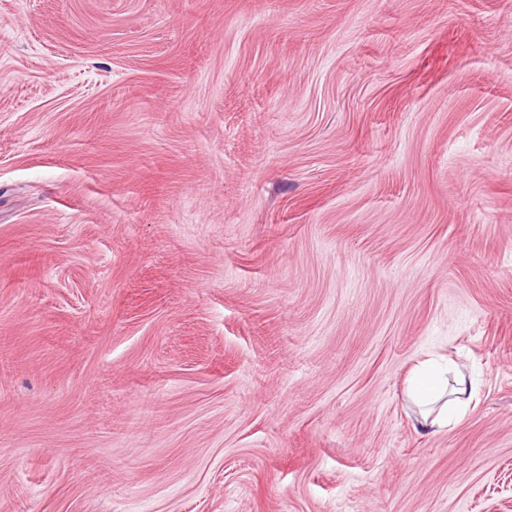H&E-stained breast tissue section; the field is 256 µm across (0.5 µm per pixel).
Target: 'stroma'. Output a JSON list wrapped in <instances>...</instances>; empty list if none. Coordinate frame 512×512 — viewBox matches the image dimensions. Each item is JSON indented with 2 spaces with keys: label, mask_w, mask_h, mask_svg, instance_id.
<instances>
[{
  "label": "stroma",
  "mask_w": 512,
  "mask_h": 512,
  "mask_svg": "<svg viewBox=\"0 0 512 512\" xmlns=\"http://www.w3.org/2000/svg\"><path fill=\"white\" fill-rule=\"evenodd\" d=\"M0 512H512V0H0ZM442 357L420 361L412 370L409 397L421 408L420 425L438 433L465 412L469 398L463 374L453 371ZM451 398H448V397Z\"/></svg>",
  "instance_id": "1"
}]
</instances>
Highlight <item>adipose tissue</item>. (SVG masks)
<instances>
[{"mask_svg":"<svg viewBox=\"0 0 512 512\" xmlns=\"http://www.w3.org/2000/svg\"><path fill=\"white\" fill-rule=\"evenodd\" d=\"M409 396L420 408L422 427L437 433L464 414L469 392L463 374L431 357L413 368Z\"/></svg>","mask_w":512,"mask_h":512,"instance_id":"adipose-tissue-1","label":"adipose tissue"}]
</instances>
